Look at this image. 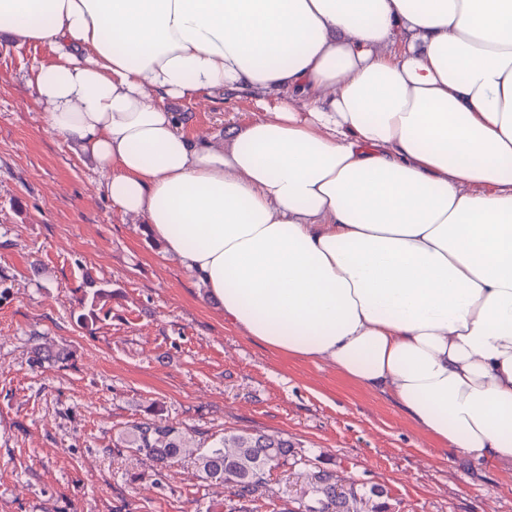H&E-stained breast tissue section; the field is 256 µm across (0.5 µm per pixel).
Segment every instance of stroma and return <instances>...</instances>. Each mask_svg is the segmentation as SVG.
Wrapping results in <instances>:
<instances>
[{"label": "stroma", "mask_w": 512, "mask_h": 512, "mask_svg": "<svg viewBox=\"0 0 512 512\" xmlns=\"http://www.w3.org/2000/svg\"><path fill=\"white\" fill-rule=\"evenodd\" d=\"M53 58L0 35V512H227V490L199 457L243 432L288 438L314 466L381 489L390 512H512V471L449 451L332 362L226 324L200 282L46 131L29 77ZM175 109L186 134L217 140L260 117L220 95ZM88 277L112 290L89 326L74 316ZM37 347L68 357L37 366ZM156 416L191 444L166 468L125 444ZM308 477L274 470L250 512H287Z\"/></svg>", "instance_id": "35a3bbf8"}]
</instances>
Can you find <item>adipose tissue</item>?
Here are the masks:
<instances>
[{"label": "adipose tissue", "instance_id": "adipose-tissue-1", "mask_svg": "<svg viewBox=\"0 0 512 512\" xmlns=\"http://www.w3.org/2000/svg\"><path fill=\"white\" fill-rule=\"evenodd\" d=\"M0 34L227 324L512 469V0H0ZM216 91L266 118L185 134Z\"/></svg>", "mask_w": 512, "mask_h": 512}]
</instances>
